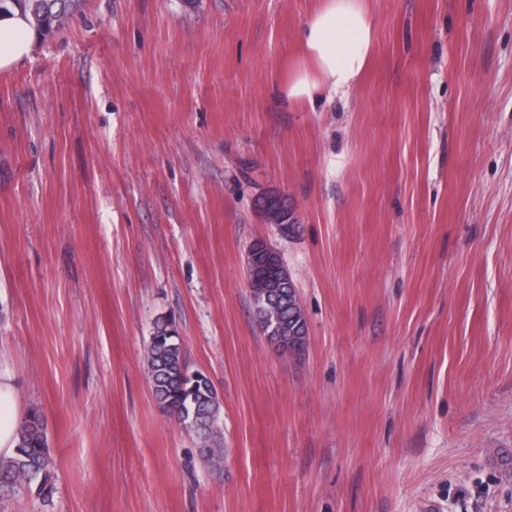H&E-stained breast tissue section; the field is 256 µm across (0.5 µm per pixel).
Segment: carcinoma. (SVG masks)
I'll list each match as a JSON object with an SVG mask.
<instances>
[{"label": "carcinoma", "instance_id": "1", "mask_svg": "<svg viewBox=\"0 0 512 512\" xmlns=\"http://www.w3.org/2000/svg\"><path fill=\"white\" fill-rule=\"evenodd\" d=\"M78 3L79 0H0V11L11 7L20 9L30 14L37 33L48 35L64 23ZM254 278L279 281L289 279V274L278 255L266 250L254 263ZM251 298L254 318L268 341H274L276 336H286L293 330L298 349H304L307 323L300 304L290 291H282L279 298L280 322L276 328L268 325L263 297L253 293ZM146 366L157 407L192 436L202 462L212 468L218 465L220 457L202 447L201 440L224 447L221 405L211 380L190 377L182 340L171 321L159 319L154 323L146 349ZM49 464L46 429L40 415L33 412L20 427L17 453L0 459V496L34 484L39 496L51 497L55 486Z\"/></svg>", "mask_w": 512, "mask_h": 512}]
</instances>
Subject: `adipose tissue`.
<instances>
[{
	"label": "adipose tissue",
	"instance_id": "adipose-tissue-1",
	"mask_svg": "<svg viewBox=\"0 0 512 512\" xmlns=\"http://www.w3.org/2000/svg\"><path fill=\"white\" fill-rule=\"evenodd\" d=\"M35 36L27 14L16 8L0 12V70L28 58ZM374 40L365 0H320L306 23L298 62L279 83V96L288 103L345 95L366 69ZM23 418L15 377L0 365V457L14 454Z\"/></svg>",
	"mask_w": 512,
	"mask_h": 512
}]
</instances>
